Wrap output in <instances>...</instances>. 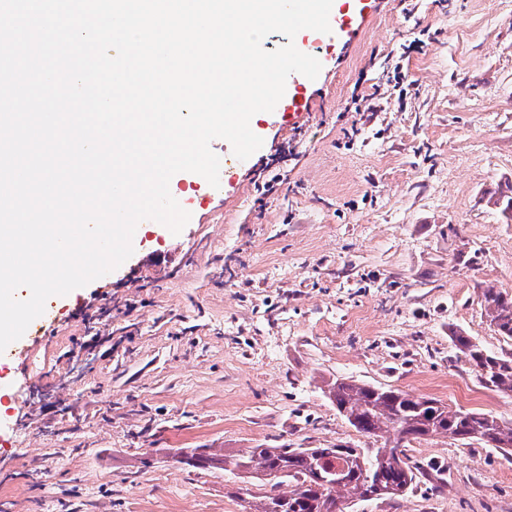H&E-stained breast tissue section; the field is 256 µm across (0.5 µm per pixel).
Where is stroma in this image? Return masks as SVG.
<instances>
[{"mask_svg": "<svg viewBox=\"0 0 512 512\" xmlns=\"http://www.w3.org/2000/svg\"><path fill=\"white\" fill-rule=\"evenodd\" d=\"M327 40L307 112H265L221 191L187 172L180 233L132 242L0 361V512H249L176 448L373 446L323 388L343 376L512 418L455 334L512 354L482 293H512V0H371ZM280 178L277 192L265 182ZM421 482L346 512H512V454L414 442Z\"/></svg>", "mask_w": 512, "mask_h": 512, "instance_id": "1", "label": "stroma"}]
</instances>
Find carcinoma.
<instances>
[{
	"mask_svg": "<svg viewBox=\"0 0 512 512\" xmlns=\"http://www.w3.org/2000/svg\"><path fill=\"white\" fill-rule=\"evenodd\" d=\"M483 298L490 325L512 341V294L490 288ZM452 342L483 387L512 395V357L495 355L469 336H455ZM327 391L339 415L379 446L250 448L232 454L222 448H189L188 454L198 451L203 459L185 465L234 471L252 485L269 487L252 498V512H344L355 501L396 499L416 485L420 468L392 454L403 440L408 444L434 437L475 440L487 448L512 452L510 419L452 410L434 398L344 377L327 383ZM285 484L288 490L283 491Z\"/></svg>",
	"mask_w": 512,
	"mask_h": 512,
	"instance_id": "carcinoma-1",
	"label": "carcinoma"
}]
</instances>
